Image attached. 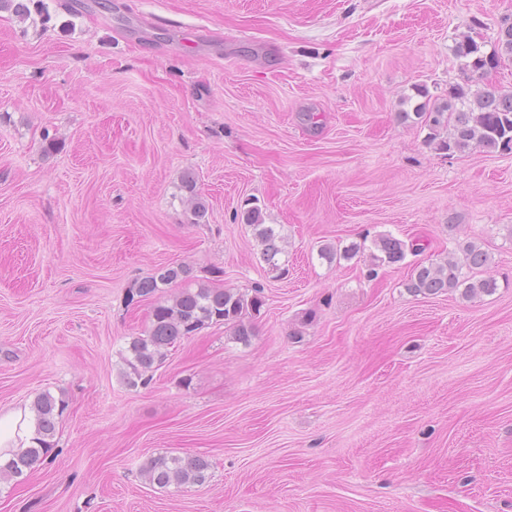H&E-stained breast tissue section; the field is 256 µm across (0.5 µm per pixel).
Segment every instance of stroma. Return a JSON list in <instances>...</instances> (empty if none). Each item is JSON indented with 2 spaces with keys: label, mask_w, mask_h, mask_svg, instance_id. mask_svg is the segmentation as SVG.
I'll list each match as a JSON object with an SVG mask.
<instances>
[{
  "label": "stroma",
  "mask_w": 512,
  "mask_h": 512,
  "mask_svg": "<svg viewBox=\"0 0 512 512\" xmlns=\"http://www.w3.org/2000/svg\"><path fill=\"white\" fill-rule=\"evenodd\" d=\"M87 2L0 12V409L67 403L0 512H512V153L450 158L398 117L416 86L446 98L456 38L490 49L512 0ZM385 236L423 249L373 265ZM463 241L495 292L408 290ZM179 263L259 292L255 334L211 325L128 387L136 289ZM163 453L210 481L149 485ZM180 189L184 191L183 199L190 214V223H204L208 214V208L197 191V181L192 173H187L182 176ZM245 222L252 227L255 238L263 246V256L272 267L277 268L275 257L281 253L278 242L281 241L279 232L272 224H264L261 209L253 206L245 212Z\"/></svg>",
  "instance_id": "1"
}]
</instances>
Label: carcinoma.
I'll return each instance as SVG.
<instances>
[{
    "label": "carcinoma",
    "mask_w": 512,
    "mask_h": 512,
    "mask_svg": "<svg viewBox=\"0 0 512 512\" xmlns=\"http://www.w3.org/2000/svg\"><path fill=\"white\" fill-rule=\"evenodd\" d=\"M0 11L24 19L33 12L44 21L51 18L45 0H0ZM453 52L462 61L466 80L449 85L448 96L439 102L431 101L426 89H416L424 101L416 104L413 112L401 113L402 118L428 128V145L450 157L477 148L512 152V92L479 88L485 76L512 63V20H502L490 52L483 51L482 46L468 35L455 42ZM180 189L184 191L183 199L191 223L205 222L208 208L197 191L195 176L191 173L183 175ZM245 222L263 246L266 261L276 266L275 257L281 253L279 232L273 225L263 222L261 209L257 206L245 212ZM378 248L382 252L378 260L398 263L405 258L406 251H416L418 244L387 236L380 240ZM458 251L463 256L461 261L452 253L440 262L417 265L408 289L417 295H436L462 286L467 299L493 293L496 289L494 279H477L463 273L465 266L472 270L487 267L489 253L472 241L458 245ZM190 279L191 268L178 264L160 266L140 282L136 295L153 298L155 303L148 328L131 338L127 354L122 357L121 377L126 385L135 388L145 384L163 364L170 348L212 324L224 325L241 342L253 336L252 318L263 306L256 293L186 287L172 297L159 296L164 288ZM31 409L35 414L39 446L25 448L0 465V481L21 478L43 463V456L55 436L56 420L63 414L65 404L45 392L35 397ZM141 473L149 484L160 488L202 486L209 482L210 464L201 457L166 453L148 459L142 465Z\"/></svg>",
    "instance_id": "carcinoma-1"
}]
</instances>
